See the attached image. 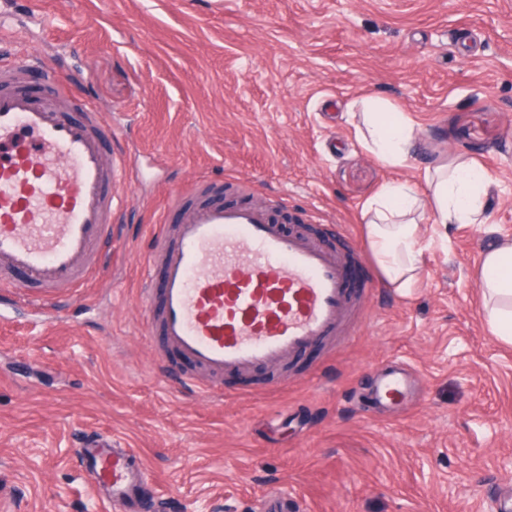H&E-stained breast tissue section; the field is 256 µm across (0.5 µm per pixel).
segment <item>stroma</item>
<instances>
[{
	"label": "stroma",
	"instance_id": "obj_1",
	"mask_svg": "<svg viewBox=\"0 0 512 512\" xmlns=\"http://www.w3.org/2000/svg\"><path fill=\"white\" fill-rule=\"evenodd\" d=\"M53 63L137 168L100 272L54 308L0 323V512H106L77 455L97 433L136 451L162 512H242L277 489L306 512H497L512 494V343L477 271L512 239V0H0V61ZM365 97L417 125L382 166L347 114ZM496 186L483 224L424 223L417 288L381 276L334 349L253 372L216 399L163 362L145 256L173 196L234 182L245 203L367 251L362 209L389 180L457 156ZM406 362L417 396L362 399Z\"/></svg>",
	"mask_w": 512,
	"mask_h": 512
}]
</instances>
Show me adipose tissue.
<instances>
[{
    "label": "adipose tissue",
    "instance_id": "ef3b65f1",
    "mask_svg": "<svg viewBox=\"0 0 512 512\" xmlns=\"http://www.w3.org/2000/svg\"><path fill=\"white\" fill-rule=\"evenodd\" d=\"M357 137L362 147L386 167L403 165L416 145L417 129L404 113L373 99L361 102ZM492 177L473 161L461 158L426 174L423 185L389 181L366 202L363 230L370 254L385 285L404 295L416 288L424 246L420 222L486 223V199ZM495 335L512 342V241L485 253L478 279Z\"/></svg>",
    "mask_w": 512,
    "mask_h": 512
}]
</instances>
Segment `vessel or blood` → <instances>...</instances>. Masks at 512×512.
Instances as JSON below:
<instances>
[{"mask_svg":"<svg viewBox=\"0 0 512 512\" xmlns=\"http://www.w3.org/2000/svg\"><path fill=\"white\" fill-rule=\"evenodd\" d=\"M47 75L46 103L24 82ZM77 93L45 61L18 55L0 66V300L46 309L66 288L82 287L98 269L116 208L113 184L133 168L118 157L104 167L107 145L95 112L74 111ZM72 161L59 171L54 158ZM222 186L198 188L204 200L176 196L175 224L159 225L147 257L158 288H145L151 335L182 361L181 379L199 374L211 396L223 397L228 374L271 367L315 345H333L357 313V292L345 257L315 240L285 232L267 212L246 204L208 202ZM412 392L406 368L379 373L374 395L404 405ZM85 477L111 512L144 508L134 449L99 436L82 444Z\"/></svg>","mask_w":512,"mask_h":512,"instance_id":"obj_1","label":"vessel or blood"}]
</instances>
